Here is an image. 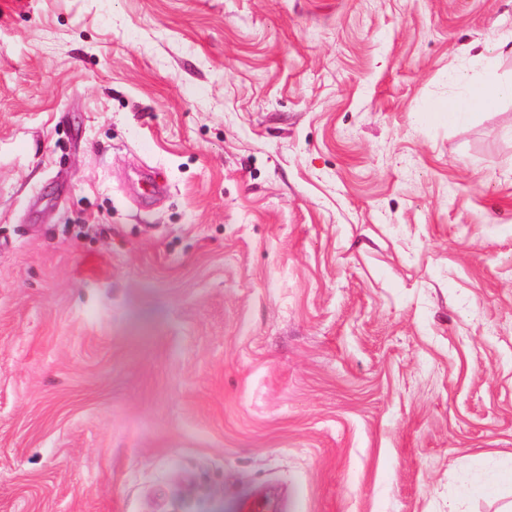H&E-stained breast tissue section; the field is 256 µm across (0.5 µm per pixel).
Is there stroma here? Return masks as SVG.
<instances>
[{"label":"stroma","mask_w":512,"mask_h":512,"mask_svg":"<svg viewBox=\"0 0 512 512\" xmlns=\"http://www.w3.org/2000/svg\"><path fill=\"white\" fill-rule=\"evenodd\" d=\"M512 0H0V512H494ZM150 168L161 187L141 200ZM506 96H512V84H503L495 65H491L484 70L481 80L468 86L464 95H457L449 90L446 103L458 104L459 109L448 115V120H457L475 109L490 110Z\"/></svg>","instance_id":"stroma-1"}]
</instances>
